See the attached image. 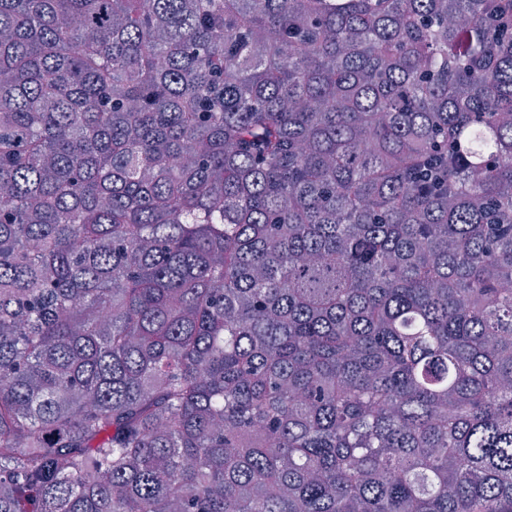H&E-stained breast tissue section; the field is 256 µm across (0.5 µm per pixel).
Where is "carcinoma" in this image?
I'll return each instance as SVG.
<instances>
[{"mask_svg":"<svg viewBox=\"0 0 512 512\" xmlns=\"http://www.w3.org/2000/svg\"><path fill=\"white\" fill-rule=\"evenodd\" d=\"M0 512H512V0H0Z\"/></svg>","mask_w":512,"mask_h":512,"instance_id":"1","label":"carcinoma"}]
</instances>
